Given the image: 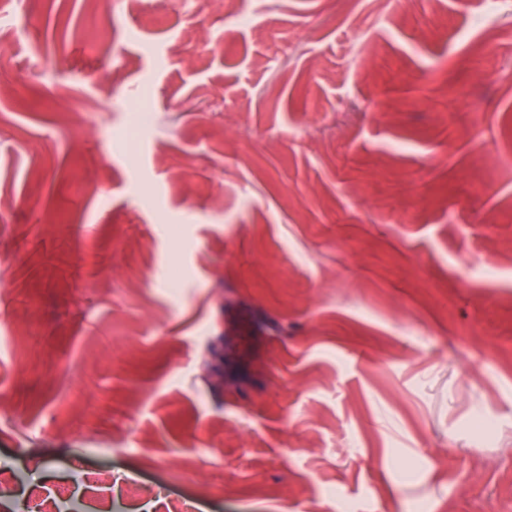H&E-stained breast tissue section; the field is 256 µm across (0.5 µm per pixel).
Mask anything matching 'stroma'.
Wrapping results in <instances>:
<instances>
[{"instance_id": "35a3bbf8", "label": "stroma", "mask_w": 512, "mask_h": 512, "mask_svg": "<svg viewBox=\"0 0 512 512\" xmlns=\"http://www.w3.org/2000/svg\"><path fill=\"white\" fill-rule=\"evenodd\" d=\"M143 3L0 20V512H512V5Z\"/></svg>"}]
</instances>
